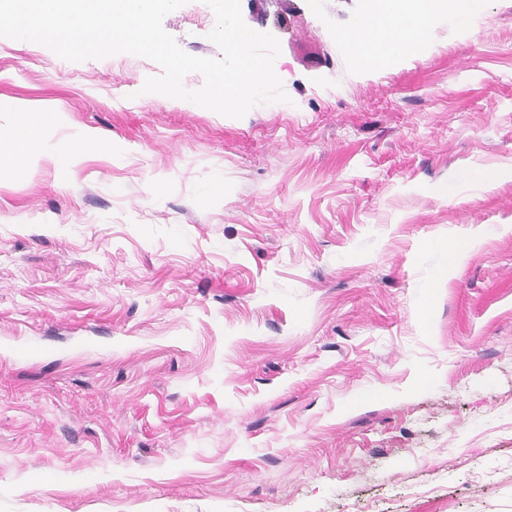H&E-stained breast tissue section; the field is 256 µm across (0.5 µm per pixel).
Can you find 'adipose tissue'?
I'll use <instances>...</instances> for the list:
<instances>
[{"mask_svg":"<svg viewBox=\"0 0 512 512\" xmlns=\"http://www.w3.org/2000/svg\"><path fill=\"white\" fill-rule=\"evenodd\" d=\"M379 12L359 17L341 35V41L367 67L375 68L392 59L416 52L435 28L455 22L469 26L477 15L480 0H380ZM9 111L16 119L9 127L0 128V139L18 146L9 165L19 163L21 156L36 151L46 156L66 155L76 160L87 151L91 141L73 135L67 143L53 139L46 131L47 115L19 103L0 101V112Z\"/></svg>","mask_w":512,"mask_h":512,"instance_id":"obj_1","label":"adipose tissue"}]
</instances>
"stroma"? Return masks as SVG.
<instances>
[{
    "mask_svg": "<svg viewBox=\"0 0 512 512\" xmlns=\"http://www.w3.org/2000/svg\"><path fill=\"white\" fill-rule=\"evenodd\" d=\"M240 5L290 98L241 118L0 37L97 141L0 173V512H512V0L373 70L370 0Z\"/></svg>",
    "mask_w": 512,
    "mask_h": 512,
    "instance_id": "35a3bbf8",
    "label": "stroma"
}]
</instances>
